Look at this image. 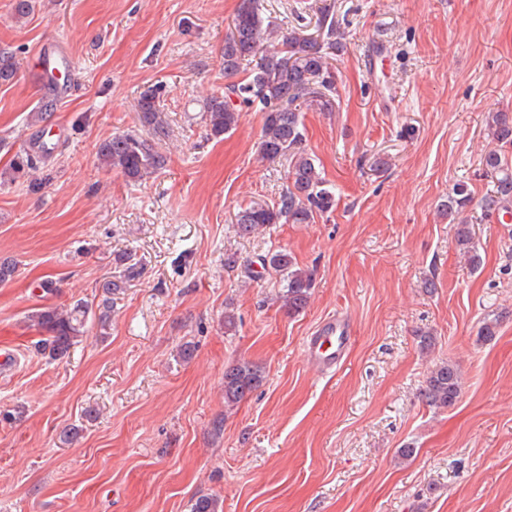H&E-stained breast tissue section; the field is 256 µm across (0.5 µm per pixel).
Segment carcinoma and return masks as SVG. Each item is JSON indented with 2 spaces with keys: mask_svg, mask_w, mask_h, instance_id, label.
<instances>
[{
  "mask_svg": "<svg viewBox=\"0 0 512 512\" xmlns=\"http://www.w3.org/2000/svg\"><path fill=\"white\" fill-rule=\"evenodd\" d=\"M343 33L330 9L321 13L316 35L290 32L277 42L273 30L265 22L258 0H241L230 31L224 37V75L234 76L242 61L258 57L253 68L240 81L226 87L221 96L210 97L202 114L210 135L218 138L232 130L239 122L237 106H257L262 114L260 153L264 159L288 160V190L279 200L252 203L236 215L237 233L249 236L259 229L281 222L312 224L315 216L330 211L335 197L326 180L316 168L314 159L301 149L304 137V110L331 112L334 108L336 80L328 59L342 49ZM16 74L12 52L0 49V82L10 81ZM138 120L146 134L134 131L120 133L102 141L96 152L98 165L115 170L130 181L157 172L166 165V155L158 142L169 135L166 113L161 109L159 92L149 88L137 101ZM487 125L497 146L488 150L483 159L485 173L493 179L494 189L483 200L482 208L488 214L512 212V114L487 113ZM51 154L22 150L9 167L0 172V184L13 182L37 168L40 155ZM471 192L463 183L456 184L448 193L446 210L457 220L454 234L457 245L467 256L471 270L479 269L481 257L473 242L469 213ZM266 270L283 276L286 282L280 294L282 308L298 315L307 307L313 288V275L298 266L292 256L274 253L260 258ZM115 263L122 266V274L99 283L101 300L95 315L101 331L109 327L112 315V295L123 287L124 279L137 270L133 256L119 254ZM89 308L77 302L70 306L46 308L29 315V320L45 335L39 346L42 354L51 360L68 356L71 347L85 333ZM264 381L260 367L249 361H240L224 371V406L234 407ZM461 392L459 367L450 361H441L430 370L424 387L419 391L422 402L430 407L453 406ZM191 512H222L218 498L198 497Z\"/></svg>",
  "mask_w": 512,
  "mask_h": 512,
  "instance_id": "obj_1",
  "label": "carcinoma"
}]
</instances>
